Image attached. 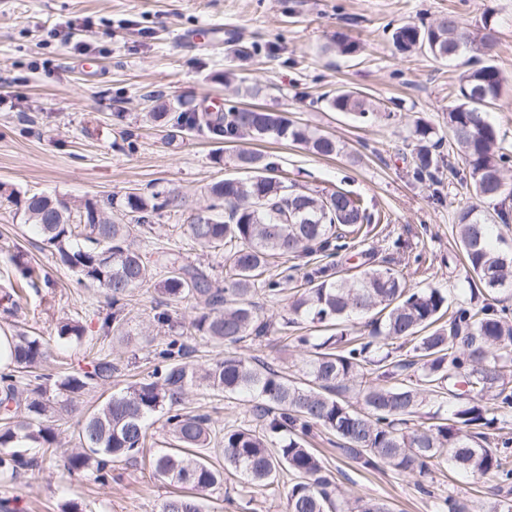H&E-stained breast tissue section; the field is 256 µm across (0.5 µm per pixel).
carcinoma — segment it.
Listing matches in <instances>:
<instances>
[{
	"instance_id": "cac0c4a2",
	"label": "carcinoma",
	"mask_w": 512,
	"mask_h": 512,
	"mask_svg": "<svg viewBox=\"0 0 512 512\" xmlns=\"http://www.w3.org/2000/svg\"><path fill=\"white\" fill-rule=\"evenodd\" d=\"M488 33L476 40L452 16L429 26L405 23L392 33L401 53L426 50L435 57L462 60L458 102L448 107V137L438 135L424 120L414 122L410 166L417 182L432 181L446 155H457L464 168L451 172L471 189L476 203L459 209L453 225L467 266L470 290L482 304L448 303L442 289L410 288L402 271L378 264L372 257L350 277L320 265L305 273L304 288L288 303L284 324L308 322L335 333L311 342L306 361L307 383L297 385L266 366L240 356L226 355L202 368L186 361L184 343L173 338L155 352L158 365L101 405L81 410L84 395L112 379L118 364L95 359L81 371L58 376L41 372L47 358L42 337L14 336L11 362L0 372V473L30 467L22 448L53 458L60 445L58 421L80 414L78 448L67 456L70 472H89L104 485L112 460L143 448L152 417L162 414L172 436L171 446L153 459L154 471L183 488L168 497L161 512H204L207 492L224 482V473L203 457L217 443L224 466L240 470L256 483H270L279 471L294 476L288 487L286 512H391L375 497L353 500L335 496L321 459L306 446L315 428L334 435L340 451L364 468L388 467L404 476L424 477L442 456L472 474L492 473L503 496L490 512H512V451L508 442L493 448L483 429L507 423L512 417V386L505 368L512 364V308L501 295L512 288V254L491 245V227L483 206L491 205L509 223L512 185L498 191L512 171V151L503 147L487 114L501 107L503 77L485 56L493 47L494 21L484 19ZM336 112L366 122L388 119L391 113L373 106L361 92L338 89L329 100ZM154 121L180 131L208 130L232 143L245 138H276L304 145L312 153L331 157L341 152L339 141L312 132L275 112H255L237 105L220 112L187 110L183 104H159ZM239 168L252 172L246 179L226 178L207 188L210 204L189 216L186 234L202 248L224 250V287L214 285L200 265L184 262L182 252L168 248L149 260L137 238L156 215L186 206L174 188L150 193L132 189L108 199L102 207L92 200L64 195H33L24 199L11 192L24 217L44 244L76 275L79 286L106 291L110 312L103 318L104 334H124L125 307L130 293L152 281L164 309L153 320L168 329L185 301H195L188 323L194 334L224 344L262 338L271 322L260 314L258 293L274 298L288 276L270 274L280 259L294 260L337 255L354 247L365 224L381 217L368 212L363 200L336 188L302 190L274 175L272 162L241 150ZM16 282L36 288L42 270L17 252L10 256ZM83 324L75 319L57 323L64 341L81 340ZM397 340L411 345L410 358L393 356ZM31 377L19 389L16 374ZM232 395H254L256 425L224 427L223 437L211 429L209 417L184 410L189 389L196 386ZM467 396L449 421L436 425L410 424L419 409L445 395Z\"/></svg>"
}]
</instances>
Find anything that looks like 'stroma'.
<instances>
[{
	"label": "stroma",
	"mask_w": 512,
	"mask_h": 512,
	"mask_svg": "<svg viewBox=\"0 0 512 512\" xmlns=\"http://www.w3.org/2000/svg\"><path fill=\"white\" fill-rule=\"evenodd\" d=\"M453 14L473 35L485 16L495 21L492 62L502 73V110L489 113L505 147L512 149V0H0V184L18 196L62 194L104 201L131 189L176 188L190 208L207 204L210 183L238 176L235 154L245 147L275 162L280 177L304 189L342 187L363 197L370 212L387 223L365 226L355 248L335 256V269L355 272L365 252L394 261L413 288H442L449 302L470 298L466 270L452 235L454 213L467 201L458 178L442 171L434 185L416 182L405 139L416 119L446 131L448 107L457 98L461 69L428 52L403 55L391 39L394 25L431 23ZM216 31V40L192 43L196 29ZM359 41L353 55L336 52L337 36ZM353 87L390 119L362 124L330 108L340 87ZM191 101L197 109L214 102L255 105L334 135L341 154L325 158L287 141L227 143L208 131H173L150 116L154 98ZM187 210L165 211L143 236L148 251L177 247L185 258L224 277L220 252L194 245L184 232ZM417 246L425 261L406 262L394 243ZM23 252L50 280L28 289L15 316L0 313V330L20 326L43 337L46 368L63 373L112 355L119 371L87 392L96 407L152 371L154 347L167 328L153 321V286L133 291L126 306V334L103 335V291L76 287L70 269L24 223L14 203L0 198V287L13 278L9 257ZM80 320L82 340L62 342L56 325ZM309 324L273 331L259 341L228 347L201 336H184L189 360L205 365L235 354L275 364L289 380L304 382L307 355L295 339L315 335ZM188 406L208 415L215 431L252 420L243 396L217 395L202 387L189 392ZM169 437L156 417L142 452L113 461L106 484L87 473L68 472L62 456L16 475H0V512H59L78 503L82 512H161L172 492L155 474L154 456ZM312 448L348 498L384 499L393 512H436L447 495L470 512H486L496 499L495 476H475L440 460L430 474L432 495L413 478L391 469H364L346 458L336 439L317 432ZM291 476L281 472L259 485L225 468L224 482L208 494L209 512H285Z\"/></svg>",
	"instance_id": "1"
}]
</instances>
